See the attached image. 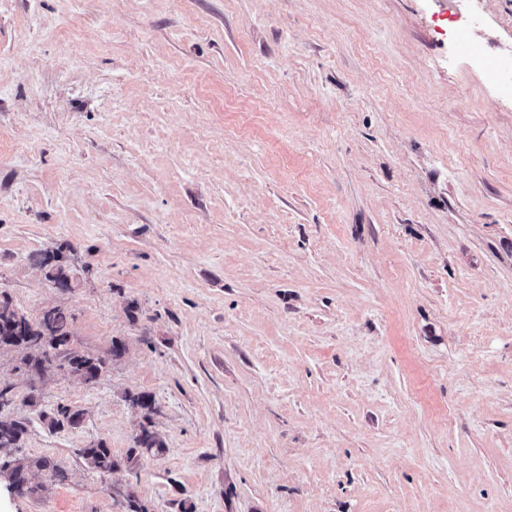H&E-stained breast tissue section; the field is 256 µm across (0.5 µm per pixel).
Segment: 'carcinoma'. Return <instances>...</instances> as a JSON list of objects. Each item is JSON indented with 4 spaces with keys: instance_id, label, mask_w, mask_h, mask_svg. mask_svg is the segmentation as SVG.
Masks as SVG:
<instances>
[{
    "instance_id": "obj_1",
    "label": "carcinoma",
    "mask_w": 512,
    "mask_h": 512,
    "mask_svg": "<svg viewBox=\"0 0 512 512\" xmlns=\"http://www.w3.org/2000/svg\"><path fill=\"white\" fill-rule=\"evenodd\" d=\"M34 261L45 270L46 278L56 287L64 290L74 287L62 249L40 253L34 256ZM0 306L11 308V331L0 330V356L14 352L22 354L21 363L34 376L45 379L62 375L79 382H93L108 371L111 362L120 359L126 352L125 343L120 340L112 342L107 357L91 356L74 348L70 330L73 314L66 308H47L33 320L12 308L6 295L0 297ZM125 400L132 407L145 412L146 423L140 425L133 447L120 459L102 440L80 450L88 466L99 472L112 474L122 469L129 470L141 456L165 451L163 440L152 429L151 413L155 412L152 398L146 393H128ZM11 405V388L0 386V436L5 437L9 447L14 449V453L0 458V475L18 487L29 486V492L34 493L40 487L35 479L41 474H57V466L48 458L33 459L20 453L29 421L10 413ZM81 414L82 411L70 405L60 404L56 414L50 417L51 427L77 428L82 422Z\"/></svg>"
}]
</instances>
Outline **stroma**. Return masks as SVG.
I'll list each match as a JSON object with an SVG mask.
<instances>
[{
	"mask_svg": "<svg viewBox=\"0 0 512 512\" xmlns=\"http://www.w3.org/2000/svg\"><path fill=\"white\" fill-rule=\"evenodd\" d=\"M462 6L512 54V0H0V292L126 345L0 358L59 469L0 512H512V100L449 64ZM129 392L166 449L99 473ZM63 249L64 246L56 249L55 251H46L37 254L34 257V261L45 270L46 278L53 282L56 288L69 290L73 288L74 283L72 282L69 269L63 260ZM81 410L75 409L70 405L59 404L56 409V414L50 417V424L53 428H78L82 422Z\"/></svg>",
	"mask_w": 512,
	"mask_h": 512,
	"instance_id": "stroma-1",
	"label": "stroma"
}]
</instances>
